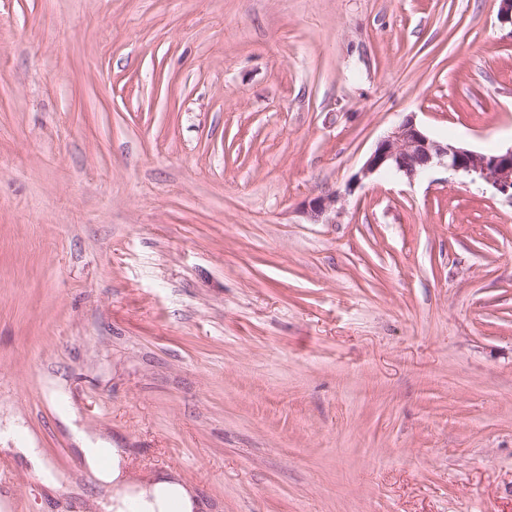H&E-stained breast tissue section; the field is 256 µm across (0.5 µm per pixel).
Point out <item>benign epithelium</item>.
I'll return each mask as SVG.
<instances>
[{
	"instance_id": "7a95c632",
	"label": "benign epithelium",
	"mask_w": 512,
	"mask_h": 512,
	"mask_svg": "<svg viewBox=\"0 0 512 512\" xmlns=\"http://www.w3.org/2000/svg\"><path fill=\"white\" fill-rule=\"evenodd\" d=\"M437 165L473 181L487 183L512 203V147L485 154L439 141L422 131L412 116L377 142L360 175L367 178L380 171H395L412 181ZM337 202L338 196L334 193L320 195L305 206L304 212L316 224H333Z\"/></svg>"
}]
</instances>
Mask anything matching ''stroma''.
I'll list each match as a JSON object with an SVG mask.
<instances>
[{"label":"stroma","mask_w":512,"mask_h":512,"mask_svg":"<svg viewBox=\"0 0 512 512\" xmlns=\"http://www.w3.org/2000/svg\"><path fill=\"white\" fill-rule=\"evenodd\" d=\"M499 8L0 0V501L108 512L80 431L201 512H512V204L359 176L512 147ZM481 180L512 203V147L485 154L429 137L408 116L381 138L362 166V178L380 171H395L413 181L433 166ZM360 177V178H361ZM337 202L336 193L320 195L305 206L304 212L316 224H332L335 223L333 215L336 216Z\"/></svg>","instance_id":"stroma-1"}]
</instances>
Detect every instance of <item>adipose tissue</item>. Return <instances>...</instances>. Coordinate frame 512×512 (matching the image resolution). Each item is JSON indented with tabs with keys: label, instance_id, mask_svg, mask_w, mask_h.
<instances>
[{
	"label": "adipose tissue",
	"instance_id": "1",
	"mask_svg": "<svg viewBox=\"0 0 512 512\" xmlns=\"http://www.w3.org/2000/svg\"><path fill=\"white\" fill-rule=\"evenodd\" d=\"M81 458L104 488L112 489V512H196L193 492L174 473L129 480L121 449L78 435Z\"/></svg>",
	"mask_w": 512,
	"mask_h": 512
}]
</instances>
